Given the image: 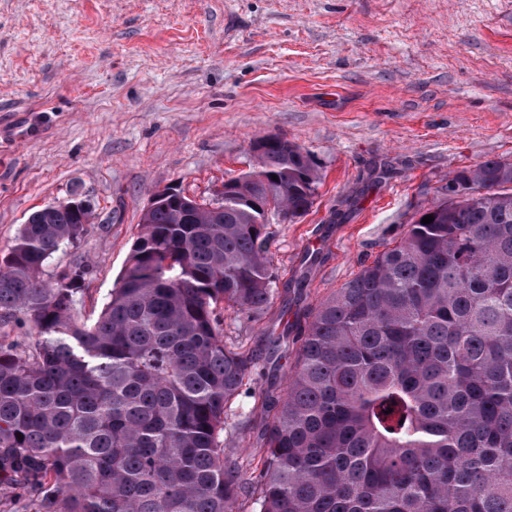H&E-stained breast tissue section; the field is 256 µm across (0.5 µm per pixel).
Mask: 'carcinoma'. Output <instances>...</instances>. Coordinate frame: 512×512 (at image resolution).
I'll use <instances>...</instances> for the list:
<instances>
[{
    "mask_svg": "<svg viewBox=\"0 0 512 512\" xmlns=\"http://www.w3.org/2000/svg\"><path fill=\"white\" fill-rule=\"evenodd\" d=\"M256 159L219 213L186 195L144 212L92 322L77 312L90 267L48 271L92 214L65 200L21 225L0 330L31 332L0 336V483L40 512H512V162L453 172L311 308L284 389L264 394L254 474L224 433L255 358L225 343L221 310L270 306L269 226L321 183L281 137Z\"/></svg>",
    "mask_w": 512,
    "mask_h": 512,
    "instance_id": "carcinoma-1",
    "label": "carcinoma"
}]
</instances>
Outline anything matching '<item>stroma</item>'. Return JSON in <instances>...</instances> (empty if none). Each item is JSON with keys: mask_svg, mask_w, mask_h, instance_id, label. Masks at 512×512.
Instances as JSON below:
<instances>
[{"mask_svg": "<svg viewBox=\"0 0 512 512\" xmlns=\"http://www.w3.org/2000/svg\"><path fill=\"white\" fill-rule=\"evenodd\" d=\"M32 117L42 136L19 138ZM271 135L322 183L272 227L273 304L223 313L227 344L259 357L228 409L250 470L262 396L299 347L286 325L399 240L450 172L512 161V0H0V254L33 211L88 196L93 225L52 264L90 265L82 318L157 190L210 200Z\"/></svg>", "mask_w": 512, "mask_h": 512, "instance_id": "obj_1", "label": "stroma"}]
</instances>
